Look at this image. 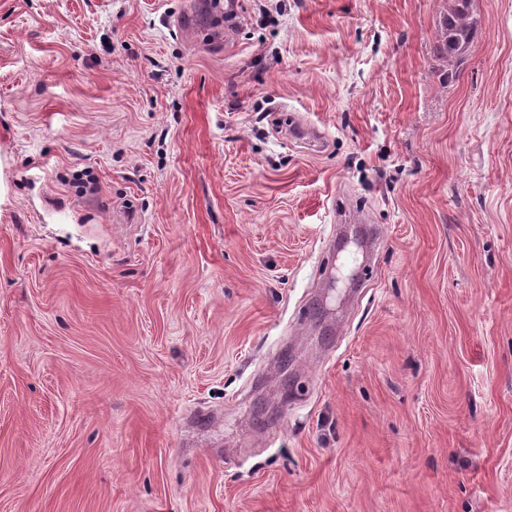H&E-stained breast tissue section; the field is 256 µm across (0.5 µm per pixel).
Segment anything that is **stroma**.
<instances>
[{"mask_svg":"<svg viewBox=\"0 0 512 512\" xmlns=\"http://www.w3.org/2000/svg\"><path fill=\"white\" fill-rule=\"evenodd\" d=\"M219 2L0 0V512H512V0ZM471 1H455L440 22L439 38L442 50L450 60L462 59L473 42L478 19L471 9Z\"/></svg>","mask_w":512,"mask_h":512,"instance_id":"1","label":"stroma"}]
</instances>
